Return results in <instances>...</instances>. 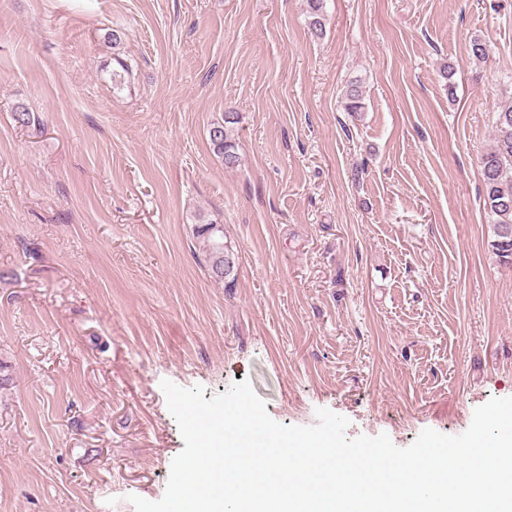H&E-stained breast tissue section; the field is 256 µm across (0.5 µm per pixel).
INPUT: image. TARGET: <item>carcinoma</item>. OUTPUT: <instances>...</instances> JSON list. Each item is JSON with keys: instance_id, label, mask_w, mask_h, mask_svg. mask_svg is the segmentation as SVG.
Here are the masks:
<instances>
[{"instance_id": "cac0c4a2", "label": "carcinoma", "mask_w": 512, "mask_h": 512, "mask_svg": "<svg viewBox=\"0 0 512 512\" xmlns=\"http://www.w3.org/2000/svg\"><path fill=\"white\" fill-rule=\"evenodd\" d=\"M308 28L315 37L325 32V0H305ZM343 109L353 115L364 110L361 86L351 83L343 94ZM238 115L224 113V122L209 130L214 152L222 158L224 166L233 168L239 164L237 143L234 136ZM483 183V201L494 224L496 239L493 248L498 257L512 263V105H505L495 113L493 144L480 157ZM196 238L203 242L205 261L212 276L225 282L230 288L235 283V257L229 245L224 243V228L212 222L194 226Z\"/></svg>"}]
</instances>
